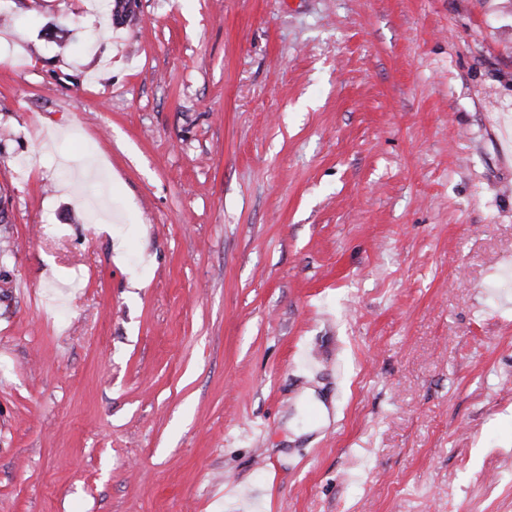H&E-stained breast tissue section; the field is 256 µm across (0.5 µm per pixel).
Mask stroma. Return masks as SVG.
<instances>
[{"label": "stroma", "mask_w": 512, "mask_h": 512, "mask_svg": "<svg viewBox=\"0 0 512 512\" xmlns=\"http://www.w3.org/2000/svg\"><path fill=\"white\" fill-rule=\"evenodd\" d=\"M133 8L0 0V512H512V0Z\"/></svg>", "instance_id": "35a3bbf8"}]
</instances>
